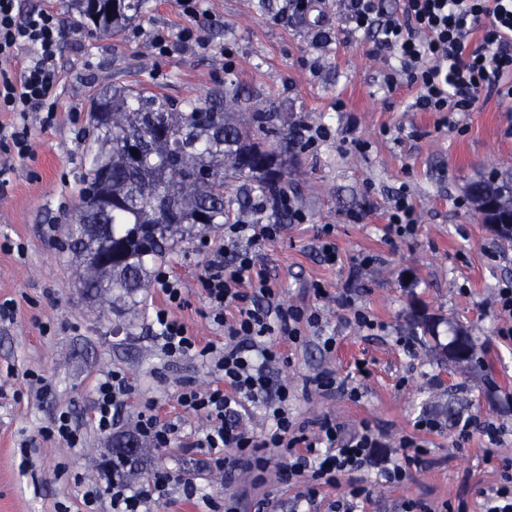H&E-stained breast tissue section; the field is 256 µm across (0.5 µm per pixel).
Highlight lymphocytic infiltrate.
<instances>
[{
  "label": "lymphocytic infiltrate",
  "instance_id": "obj_1",
  "mask_svg": "<svg viewBox=\"0 0 512 512\" xmlns=\"http://www.w3.org/2000/svg\"><path fill=\"white\" fill-rule=\"evenodd\" d=\"M185 19L175 33L154 36L152 45L165 54L178 47L207 48L208 40L194 21L203 0H177ZM346 19L356 30L376 31V52L397 60L384 75L388 90L406 86L416 91L414 106L420 112H470L481 95L512 102V0H403L401 13L380 16L376 0H345ZM61 25L57 13L38 8L20 13L18 0H0V112L11 113V123L0 125V150L20 158L33 152L29 118L38 115L51 126L62 93L59 47ZM282 225L228 224L224 242L212 250L199 283L208 304L209 318L224 332V347L200 345L173 309L183 308L180 282L165 270H156L153 281L164 303L152 317L163 353L171 359L190 357L205 363L215 384L201 388L185 383L178 404L202 416L206 427L192 445L208 449L209 469L232 477L248 468L264 475L267 449L281 456L278 478L298 486L294 507L315 502L323 487L347 479L342 499L330 503L331 512H358L370 493L366 471L379 468L385 483L407 480L411 468L426 467L427 448L420 435L434 431L429 419L418 420L416 435L401 437L403 460L377 467L374 450L382 433L363 424L344 436L335 420L317 421L313 434L296 425L288 408L287 384L274 376L284 363L280 344L304 343L306 331L323 333L320 308L285 305L277 300L268 275L258 264L254 247L280 237ZM127 376L109 373L95 389V425L110 431L114 410L131 393ZM261 404L269 422L261 435L243 428L238 409L245 403ZM181 483L186 499H203L201 489L169 471L155 473L151 483L133 487L124 470L110 460L99 463L98 475L84 493V503L94 507L108 501L112 512H153L172 483Z\"/></svg>",
  "mask_w": 512,
  "mask_h": 512
}]
</instances>
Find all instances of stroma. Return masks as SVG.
<instances>
[{
	"label": "stroma",
	"mask_w": 512,
	"mask_h": 512,
	"mask_svg": "<svg viewBox=\"0 0 512 512\" xmlns=\"http://www.w3.org/2000/svg\"><path fill=\"white\" fill-rule=\"evenodd\" d=\"M282 0H205L201 27L209 49L166 55L152 53L150 37L173 32L184 18L176 0H145L140 12L117 32L102 31L80 14L73 0H21L22 9L46 7L58 13L63 91L53 127L33 124L34 152L11 159L0 185V301L15 304L13 322H0V512H85L83 493L102 457L131 440L146 401L156 403L161 421L178 422L171 447L138 450L131 475L141 485L159 469L193 478L215 498L239 499L243 512L256 502L269 512H289L295 488L280 483V458L270 452L265 483L237 471L231 480L206 474L208 452L184 442L203 424L176 402L183 380L213 383L201 361H170L160 353L147 316L162 296L156 288L137 292L135 305L99 302L80 291V268L67 250L68 227L98 132L92 105L106 86L164 95L174 104L201 105L237 86L243 111L267 107L329 126L331 136L301 150L290 168L302 184L297 206L306 219L286 224L276 241L259 247L282 302L319 304L336 347L325 352L320 339L304 347L282 346L280 376L291 390L296 423L330 417L346 433L364 422L382 427L387 447L415 435V423L429 417L437 431L425 434L430 463L403 483L376 485L363 512H401L407 500L438 506L466 499L480 512V493L499 480L500 459L512 456V339L499 336L496 292L512 279V243L482 224L463 206L470 182L487 178L491 165L512 160V105L491 96L477 109L443 117L415 111V92L382 88L384 59L372 52L369 35L352 32L341 0H321L308 17L283 13ZM326 22L331 39L315 45V26ZM407 190L419 216L415 236L389 240L385 215L400 190ZM359 213L352 221L351 213ZM334 227L336 264L325 263L317 239ZM223 227L194 243L178 244L160 266L177 278L188 300L176 315L198 342L224 346V333L206 316L199 278ZM377 264L359 268L362 255ZM321 283L330 299L316 301L309 287ZM350 295L353 305L341 298ZM379 322L359 331L347 322L350 308ZM467 329L476 359L454 362L445 352L453 328ZM328 367L359 400L336 393H305L304 379ZM124 371L133 392L100 433L93 397L107 372ZM48 378L54 390L43 397L29 378ZM69 412L82 436L78 450L44 440L41 430ZM477 414L504 432L494 445L476 433L455 437L458 418Z\"/></svg>",
	"instance_id": "35a3bbf8"
}]
</instances>
